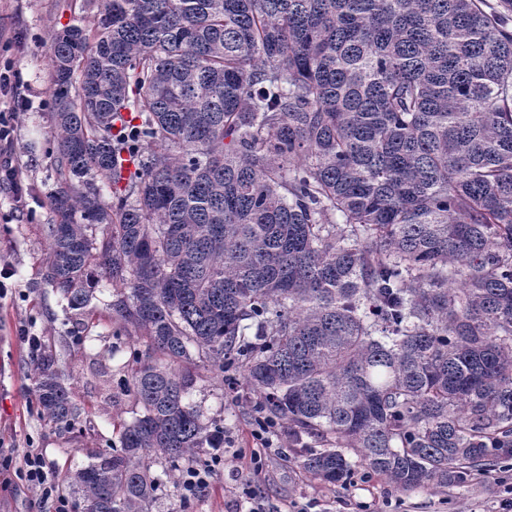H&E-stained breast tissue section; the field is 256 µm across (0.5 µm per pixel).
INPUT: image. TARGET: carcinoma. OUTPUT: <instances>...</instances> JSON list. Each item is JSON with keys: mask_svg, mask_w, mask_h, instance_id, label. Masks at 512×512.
<instances>
[{"mask_svg": "<svg viewBox=\"0 0 512 512\" xmlns=\"http://www.w3.org/2000/svg\"><path fill=\"white\" fill-rule=\"evenodd\" d=\"M511 14L97 0L53 35L44 280L86 328L120 285L105 309L146 343L121 447L62 476L77 512H149L154 462L220 447L193 350L292 442L321 437L293 462L325 482L351 477L347 449L402 490L512 461ZM31 376L39 417L73 429L53 357Z\"/></svg>", "mask_w": 512, "mask_h": 512, "instance_id": "cac0c4a2", "label": "carcinoma"}]
</instances>
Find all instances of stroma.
Returning a JSON list of instances; mask_svg holds the SVG:
<instances>
[{
	"instance_id": "1",
	"label": "stroma",
	"mask_w": 512,
	"mask_h": 512,
	"mask_svg": "<svg viewBox=\"0 0 512 512\" xmlns=\"http://www.w3.org/2000/svg\"><path fill=\"white\" fill-rule=\"evenodd\" d=\"M89 0H0V69L12 66L16 84L0 89V113L13 112L8 149L23 172L30 194L16 203L0 189V271L7 272L8 294L0 299V512H49L51 505L19 474L26 449H38L51 467L73 469L116 440L117 419L136 410L128 390L134 351L144 343L134 329L119 330L101 318L84 347H75L76 325L66 303L43 279L46 226L54 214L50 194L57 173L49 143L55 127L49 105L51 35L89 19ZM24 100L25 109L13 103ZM41 339L57 359L62 383L84 407L71 432L44 424L34 407L27 334ZM194 378L189 400L204 418L224 423L228 452L210 486L184 501L170 479L158 487L151 512H247L246 492L259 491L271 512H499L512 497V466L501 464L475 473L462 486L404 491L385 477L357 468L346 484H329L293 464L295 455L284 428L273 446L261 451L254 397L240 384L189 364Z\"/></svg>"
}]
</instances>
